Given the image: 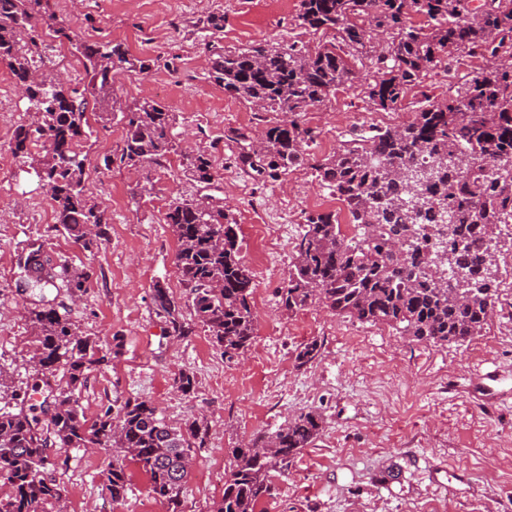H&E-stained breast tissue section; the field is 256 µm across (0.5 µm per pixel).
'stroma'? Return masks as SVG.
<instances>
[{
	"mask_svg": "<svg viewBox=\"0 0 512 512\" xmlns=\"http://www.w3.org/2000/svg\"><path fill=\"white\" fill-rule=\"evenodd\" d=\"M45 6L74 35L122 42L133 56L153 60L146 73L116 78L112 96L124 107L145 99L167 105L176 150L164 166L136 174L117 164L104 167L101 155L121 152L124 125L119 116L91 114L93 134L83 143L85 186L110 224L107 238L90 251L54 222H33L34 205L50 206L49 194L30 163L9 153L0 159L10 171L0 188V211L7 214L0 220V367L9 370L27 405L40 407L44 399L26 363L33 341L27 311L46 300L104 347L122 344L75 393L88 419L136 397L172 424L206 421L184 486L185 512H209L222 497L230 449L310 410L322 420L320 433L288 472H270L264 512H512V342L498 340V319L468 343L441 347L320 307L290 316L280 309L278 292L304 215L328 193L311 163L333 148L312 145L309 162L277 181L275 190L256 184L243 191L234 179L237 147L224 133L261 129L278 116L206 81L203 21L223 13L228 48L293 40L313 46L323 36L299 27L300 0L282 9L275 0H46ZM202 112L210 113V122L199 120ZM377 116L356 84L309 107L300 121L315 130L335 128L341 138ZM191 143L213 157L211 184L194 182L180 164ZM199 195L223 202L243 228L254 204H261L262 216L284 239L283 250L268 257L273 277L255 282L256 337L240 360L225 358L200 325L176 340L156 313L154 285L167 287L179 303L188 301L165 215L173 202ZM33 243L68 267L91 270L80 302L63 290L22 291L17 259ZM313 340L321 344L320 356L298 365L297 352ZM181 371L194 375L193 393L176 391L173 377ZM50 461V473L65 487L66 512H165L138 472L126 500L112 502L103 488L111 449L54 448Z\"/></svg>",
	"mask_w": 512,
	"mask_h": 512,
	"instance_id": "1",
	"label": "stroma"
}]
</instances>
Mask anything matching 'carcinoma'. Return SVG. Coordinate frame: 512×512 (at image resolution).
<instances>
[{"label":"carcinoma","instance_id":"carcinoma-1","mask_svg":"<svg viewBox=\"0 0 512 512\" xmlns=\"http://www.w3.org/2000/svg\"><path fill=\"white\" fill-rule=\"evenodd\" d=\"M416 15L427 19V27L414 25ZM297 21L333 39L314 48L301 41H265L228 49L222 44L224 14L213 13L204 22L207 79L259 112L282 114L260 137L246 129L226 134L237 145V165L257 184L276 181L305 160L315 132L299 116L358 80L352 61L367 60L373 77L363 92L384 111L394 109L428 72L450 67L462 51L481 56L486 65L456 94L419 109L412 121L355 134L315 162L317 178L336 195L355 235L342 234L336 210L305 214L288 281L279 292L281 310L294 314L318 304L336 316L387 325L441 347L481 335L495 312L499 269L491 251L500 225L512 219V174H499L503 166L512 168V67L499 64L512 57V0H490L479 12L471 11L469 0H300ZM374 29L388 34L378 52L370 43ZM46 30L82 57L87 85L71 87L57 79L38 50ZM0 64L24 87L32 114L31 122L17 128L11 153L24 159L31 156L30 146L42 149L37 174L51 192L55 223L88 250L106 236L109 224L83 186L89 98L121 114V163L134 169L160 165L174 150L173 118L165 105L145 99L127 110L112 97L115 74L144 73L150 64L122 43L72 37L64 20L42 9V0H0ZM453 155L487 165L458 168L448 164ZM186 166L198 183L215 177L205 150L186 155ZM445 208L451 215L446 242L452 265L483 283L479 290L461 288L456 280L437 285L427 241L443 223ZM165 220L178 242L176 266L196 320L224 356L247 352L256 334L255 283L240 256L239 225L223 206L201 196L173 203ZM412 233L421 238L419 248L394 257L390 241ZM20 261L29 287L41 293L64 288L80 297L90 278L88 271L57 270L39 246ZM154 301L171 335L192 334L181 306L159 283ZM29 320V362L48 392L50 415L41 420L22 408L0 407V512H63L64 487L53 477H38L52 447L110 448L104 486L113 502L127 498L128 466L134 464L167 512H184L187 465L201 426L194 421L185 429L174 427L151 402L138 398L88 421L74 393L109 362L110 352L52 305L31 309ZM320 350L318 341L308 342L296 360L306 365ZM59 372L64 383L54 385ZM320 430L319 415L302 412L231 449L224 494L212 512H256L269 490V472L287 471Z\"/></svg>","mask_w":512,"mask_h":512}]
</instances>
